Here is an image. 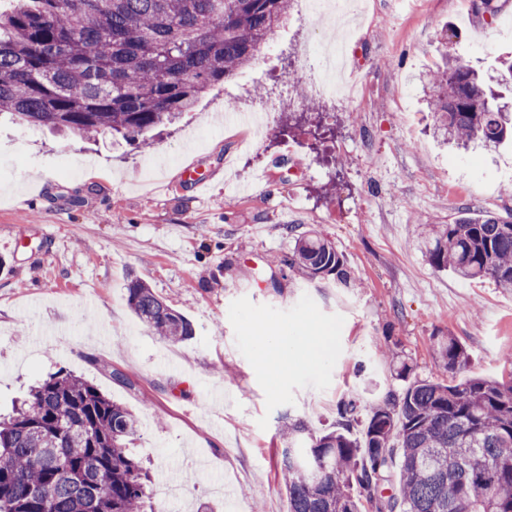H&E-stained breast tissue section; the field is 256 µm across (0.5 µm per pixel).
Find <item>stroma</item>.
I'll use <instances>...</instances> for the list:
<instances>
[{
	"label": "stroma",
	"mask_w": 512,
	"mask_h": 512,
	"mask_svg": "<svg viewBox=\"0 0 512 512\" xmlns=\"http://www.w3.org/2000/svg\"><path fill=\"white\" fill-rule=\"evenodd\" d=\"M493 2L488 20L472 0H367L352 43L362 70L350 99L323 102L335 135L322 144L304 123L280 136L281 112L261 153L244 159L224 122L257 85L279 98L266 72L289 61L316 72V54L295 50L336 31L293 16L252 65L148 144L1 117L0 238L18 247L0 251V413L68 370L134 414L152 494L179 487L175 512L257 502L288 512L275 456L284 422L319 433L350 402L359 434L371 408L401 392L398 363L418 379L445 377L434 346L448 334L469 354L461 378H512V289L435 270L413 231L461 210L512 214V144H439L419 81L443 49L474 62L512 51V0ZM289 138L306 146L305 176L279 171ZM193 165L213 178L201 195L181 177ZM290 224L334 243L356 287L271 266L294 245ZM134 280L185 315L193 339L171 345L146 331L127 302ZM267 333L296 337L288 357L260 353L255 338Z\"/></svg>",
	"instance_id": "obj_1"
}]
</instances>
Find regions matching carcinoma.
<instances>
[{
  "label": "carcinoma",
  "instance_id": "carcinoma-1",
  "mask_svg": "<svg viewBox=\"0 0 512 512\" xmlns=\"http://www.w3.org/2000/svg\"><path fill=\"white\" fill-rule=\"evenodd\" d=\"M287 0H11L0 10V115L81 138L115 132L129 142L189 112L232 79L288 21ZM426 73L434 132L446 141L512 139V58L484 73L448 52ZM294 247L271 264L308 282L355 281L315 232L286 226ZM436 269L512 288V214L419 224ZM132 313L170 344L190 320L146 284L127 286ZM443 369L468 364L453 336L438 345ZM392 406H374L362 438L283 425L278 449L288 512H512V382L408 380ZM135 416L96 386L59 370L0 416V512H143V462L129 448Z\"/></svg>",
  "mask_w": 512,
  "mask_h": 512
}]
</instances>
